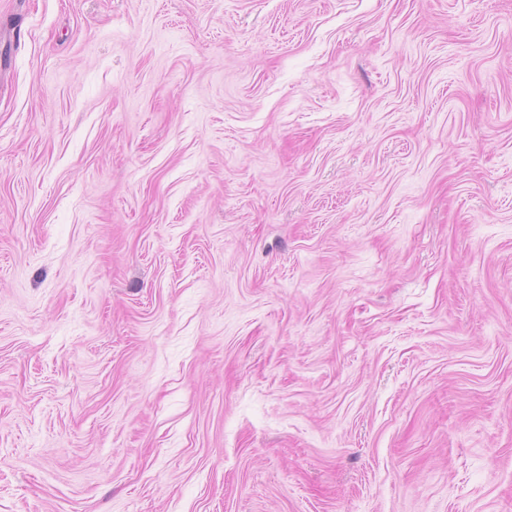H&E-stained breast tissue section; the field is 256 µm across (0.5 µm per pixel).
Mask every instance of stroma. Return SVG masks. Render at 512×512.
Wrapping results in <instances>:
<instances>
[{
  "instance_id": "1",
  "label": "stroma",
  "mask_w": 512,
  "mask_h": 512,
  "mask_svg": "<svg viewBox=\"0 0 512 512\" xmlns=\"http://www.w3.org/2000/svg\"><path fill=\"white\" fill-rule=\"evenodd\" d=\"M0 512H512V0H0Z\"/></svg>"
}]
</instances>
